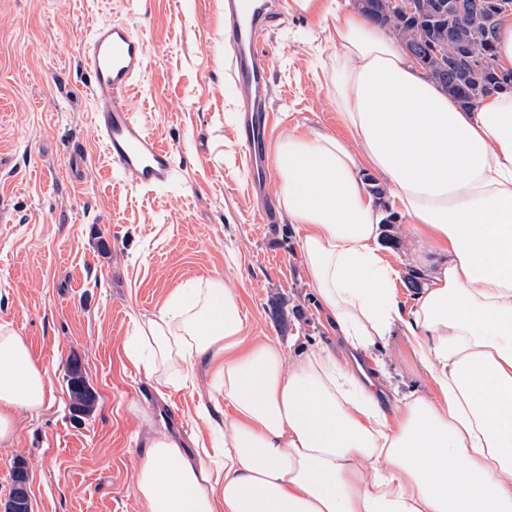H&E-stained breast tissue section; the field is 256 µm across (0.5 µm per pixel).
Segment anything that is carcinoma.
<instances>
[{"label":"carcinoma","mask_w":512,"mask_h":512,"mask_svg":"<svg viewBox=\"0 0 512 512\" xmlns=\"http://www.w3.org/2000/svg\"><path fill=\"white\" fill-rule=\"evenodd\" d=\"M480 0H420V8L407 15L391 7L390 0H358L363 14L373 23L388 25L404 47L416 49L427 62L433 81L468 109H476L484 98L504 88L493 64L472 68L467 57H455L461 47L470 53L495 59L498 25L488 29L474 15ZM71 411L87 414L92 410L91 392L81 367L70 369Z\"/></svg>","instance_id":"obj_1"}]
</instances>
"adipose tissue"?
<instances>
[{
    "mask_svg": "<svg viewBox=\"0 0 512 512\" xmlns=\"http://www.w3.org/2000/svg\"><path fill=\"white\" fill-rule=\"evenodd\" d=\"M292 7L326 23L347 134L278 138L277 201L302 228L307 276L350 350L406 336L434 395L402 396L388 416L362 369L248 340L238 293L198 279L136 320L125 355L165 386L206 364L213 392L197 412L232 416L211 424L222 450L206 460L203 440L151 431L136 497L144 512H512V90L466 110L361 12ZM368 174L435 256L409 305ZM49 398L24 340L0 325V443L17 410Z\"/></svg>",
    "mask_w": 512,
    "mask_h": 512,
    "instance_id": "adipose-tissue-1",
    "label": "adipose tissue"
}]
</instances>
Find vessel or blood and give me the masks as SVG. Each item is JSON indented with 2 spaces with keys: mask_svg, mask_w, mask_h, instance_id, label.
Instances as JSON below:
<instances>
[{
  "mask_svg": "<svg viewBox=\"0 0 512 512\" xmlns=\"http://www.w3.org/2000/svg\"><path fill=\"white\" fill-rule=\"evenodd\" d=\"M282 0H224V32L232 54L230 74L241 98V125L257 190L266 187L265 153L270 111L264 36ZM81 65L90 78L94 127L112 164L143 189L172 178L174 152L136 117L129 92L145 64L143 39L123 23L96 25L84 42Z\"/></svg>",
  "mask_w": 512,
  "mask_h": 512,
  "instance_id": "vessel-or-blood-1",
  "label": "vessel or blood"
}]
</instances>
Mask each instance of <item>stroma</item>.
Listing matches in <instances>:
<instances>
[{
	"mask_svg": "<svg viewBox=\"0 0 512 512\" xmlns=\"http://www.w3.org/2000/svg\"><path fill=\"white\" fill-rule=\"evenodd\" d=\"M101 21L129 23L146 45L130 104L175 158L172 180L153 191L111 166L95 133L79 59ZM266 47L269 141L291 131L343 134L323 69L334 46L321 18L285 8ZM240 107L222 0H0V324L23 338L54 395L41 410H18L12 442L0 444V506L21 463L33 512H143L134 495L143 438L152 427L208 435L196 408L213 377L201 365L192 384L157 393L124 345L133 316L157 312L192 280L217 276L234 288L249 336L345 357L305 273L299 225L281 214L264 222L249 192ZM395 230L385 256L409 302L410 231L401 219ZM74 361L96 394L80 420L67 385ZM361 364L383 380L387 413L398 395L431 391L405 337ZM134 404L153 424L131 413Z\"/></svg>",
	"mask_w": 512,
	"mask_h": 512,
	"instance_id": "1",
	"label": "stroma"
}]
</instances>
